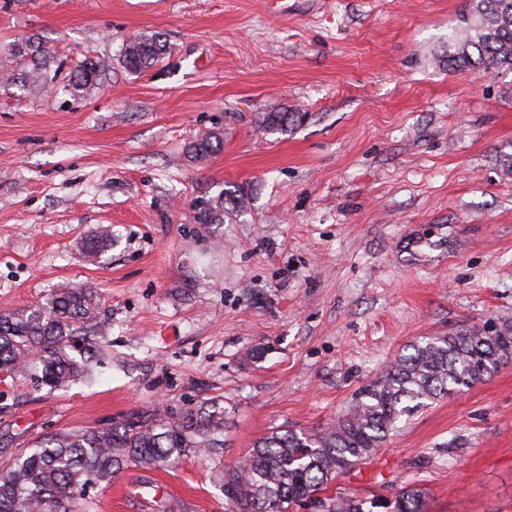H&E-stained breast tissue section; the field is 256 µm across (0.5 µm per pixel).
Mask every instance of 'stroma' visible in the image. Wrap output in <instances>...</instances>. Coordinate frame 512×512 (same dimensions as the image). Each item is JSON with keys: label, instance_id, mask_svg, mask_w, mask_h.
Returning <instances> with one entry per match:
<instances>
[{"label": "stroma", "instance_id": "stroma-1", "mask_svg": "<svg viewBox=\"0 0 512 512\" xmlns=\"http://www.w3.org/2000/svg\"><path fill=\"white\" fill-rule=\"evenodd\" d=\"M466 0H0V66L48 48L47 92L0 78V306L98 289L107 354L59 390L0 380V467L38 438L219 402L224 445L129 466L108 512H224L217 468L285 424L320 429L409 344L512 326V74L431 62ZM169 53L132 73L122 50ZM110 62L94 89L70 79ZM302 113L267 131L269 112ZM220 134L202 159L190 145ZM245 206L195 223L219 192ZM118 242L98 264L82 242ZM424 512H512V362L402 418L339 478ZM166 52V42L160 39V35L136 37L123 49V66L130 72L142 73L155 66Z\"/></svg>", "mask_w": 512, "mask_h": 512}]
</instances>
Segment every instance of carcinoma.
Here are the masks:
<instances>
[{
	"label": "carcinoma",
	"instance_id": "1",
	"mask_svg": "<svg viewBox=\"0 0 512 512\" xmlns=\"http://www.w3.org/2000/svg\"><path fill=\"white\" fill-rule=\"evenodd\" d=\"M463 27L448 36L438 62L454 71L480 68L486 73H512V0H468ZM160 35L140 36L123 49V66L142 73L166 54ZM31 70L13 71L32 89L47 88L33 75L46 66V52L33 40L9 48ZM109 64L86 60L73 77L75 92L98 84ZM301 120L297 112H273L264 118L269 131ZM211 135L192 145V158L221 149ZM242 206H224V193L195 209L197 224H222ZM112 229L104 227L88 239L85 252L98 260L112 248ZM97 289L66 284L44 303L0 309V374L22 376L32 387L59 389L89 373L88 364L69 350L82 341L89 357L104 355L106 327ZM382 375L361 387L348 410L334 424L314 430L281 427L255 441L249 457L224 471L227 512H294L309 503L312 512H423L424 489L408 486L394 503L336 491L337 479L364 463L387 441L404 416L445 395L490 376L512 358V327L492 331L463 327L409 345ZM224 446V407L216 401L190 408L178 417L159 411L137 413L107 427L56 433L34 442L12 464L0 469V512H95L87 489L136 462L143 467L170 468L184 458Z\"/></svg>",
	"mask_w": 512,
	"mask_h": 512
}]
</instances>
